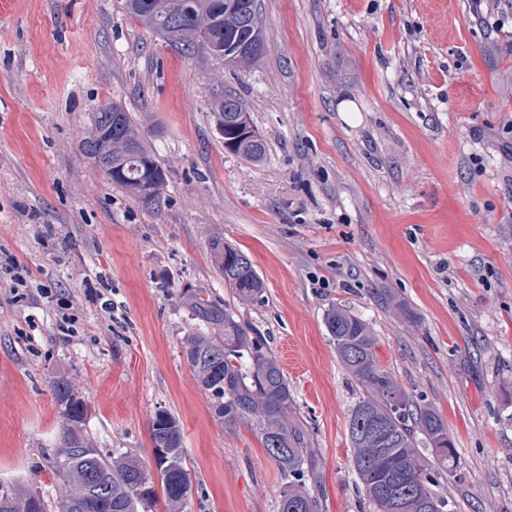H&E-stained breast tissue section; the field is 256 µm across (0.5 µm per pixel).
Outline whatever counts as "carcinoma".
I'll return each mask as SVG.
<instances>
[{
    "label": "carcinoma",
    "mask_w": 512,
    "mask_h": 512,
    "mask_svg": "<svg viewBox=\"0 0 512 512\" xmlns=\"http://www.w3.org/2000/svg\"><path fill=\"white\" fill-rule=\"evenodd\" d=\"M122 8L187 56H207L212 46L219 52L215 60L244 69L263 51L256 0H122ZM213 112L225 149L254 163L264 160L266 146L238 98L218 95ZM80 146L143 207H158L165 168L131 113L116 105L97 110L90 127L81 131ZM208 248L224 287L243 301L262 302L264 284L252 259L220 235L209 238ZM182 303L193 321L182 340L184 355L210 396L214 418L227 430L249 426L282 474L292 478L281 491L278 512H320L318 498L307 488L314 477L309 434L292 422L295 399L276 354L264 337L251 335L219 297L187 288ZM324 324L360 389L348 437L354 471L376 512H424L427 501L446 512L448 500L434 489L418 440L434 449L440 469H452L458 455L448 426L433 407L415 402L380 363L376 338L365 320L332 305ZM52 393L60 407L61 441L49 463L65 478L61 512H150L160 499L168 512H183L182 486L190 481L183 433L170 412L157 411L151 423L153 447L167 449V456L152 466L129 452L110 457L95 449L84 429L88 404L70 378L57 376ZM154 467L160 488L144 496L137 484L151 476ZM35 502L37 512H50L51 502L42 495L13 491L8 501L0 499V512H27Z\"/></svg>",
    "instance_id": "obj_1"
}]
</instances>
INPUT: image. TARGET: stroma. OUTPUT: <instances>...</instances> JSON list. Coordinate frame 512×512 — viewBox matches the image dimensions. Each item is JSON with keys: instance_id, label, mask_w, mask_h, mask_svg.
I'll return each mask as SVG.
<instances>
[{"instance_id": "stroma-1", "label": "stroma", "mask_w": 512, "mask_h": 512, "mask_svg": "<svg viewBox=\"0 0 512 512\" xmlns=\"http://www.w3.org/2000/svg\"><path fill=\"white\" fill-rule=\"evenodd\" d=\"M0 14V485L59 505L52 379L89 406L100 454L152 456L151 422L183 429L184 512H278L287 483L247 426L214 419L182 348L180 296L203 288L265 337L307 426L321 512H374L352 466L360 396L324 325L367 321L380 362L433 406L458 450L434 469L450 512H512V0H257L249 69L185 57L120 0H12ZM222 72L223 86L210 80ZM267 144L224 147L216 93ZM140 117L169 164L142 207L79 146L93 112ZM245 252L262 303L225 288L211 236Z\"/></svg>"}]
</instances>
